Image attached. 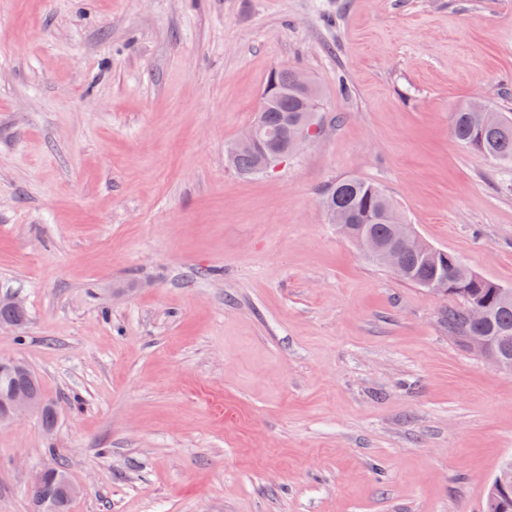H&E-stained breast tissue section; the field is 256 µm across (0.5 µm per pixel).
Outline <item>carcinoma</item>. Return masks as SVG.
Instances as JSON below:
<instances>
[{
  "label": "carcinoma",
  "mask_w": 512,
  "mask_h": 512,
  "mask_svg": "<svg viewBox=\"0 0 512 512\" xmlns=\"http://www.w3.org/2000/svg\"><path fill=\"white\" fill-rule=\"evenodd\" d=\"M279 83L283 95L261 113L259 121L269 130L285 133L295 123L317 116L320 111V90L313 82L307 91L296 88L291 68L280 74ZM450 133L459 144L491 160L512 165L511 116L503 115L499 125L486 127L475 104L465 102L451 113ZM231 166L242 175H255L260 159L254 153L241 152L233 159ZM321 204L326 211L345 214L347 223L357 225L389 245L396 243L398 225L404 223L385 191L379 185L358 177L337 180L326 191ZM451 257L456 260V264L448 269V294L461 298L463 305L450 308L444 314L448 333L458 341L470 332L481 331L494 338L502 351L512 354V304L503 306L493 303L489 307L488 319L481 324L474 323L468 316V308L480 299H490L491 289L484 282L473 278L471 270L458 255L453 253ZM404 262L407 269L405 281L418 287L441 274L438 257L407 253Z\"/></svg>",
  "instance_id": "cac0c4a2"
}]
</instances>
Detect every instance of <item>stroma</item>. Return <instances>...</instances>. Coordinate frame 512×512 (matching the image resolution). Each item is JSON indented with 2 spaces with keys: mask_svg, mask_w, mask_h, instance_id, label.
Returning <instances> with one entry per match:
<instances>
[{
  "mask_svg": "<svg viewBox=\"0 0 512 512\" xmlns=\"http://www.w3.org/2000/svg\"><path fill=\"white\" fill-rule=\"evenodd\" d=\"M321 88L280 167L224 161L268 73ZM512 0H0V299L55 405L0 426V512L65 460L70 512H484L512 372L329 224L336 180L512 288ZM485 124L497 126H484L475 104L465 102L451 113L450 133L459 144L491 160L512 166V117L501 115L500 121L497 112L488 111Z\"/></svg>",
  "mask_w": 512,
  "mask_h": 512,
  "instance_id": "1",
  "label": "stroma"
}]
</instances>
